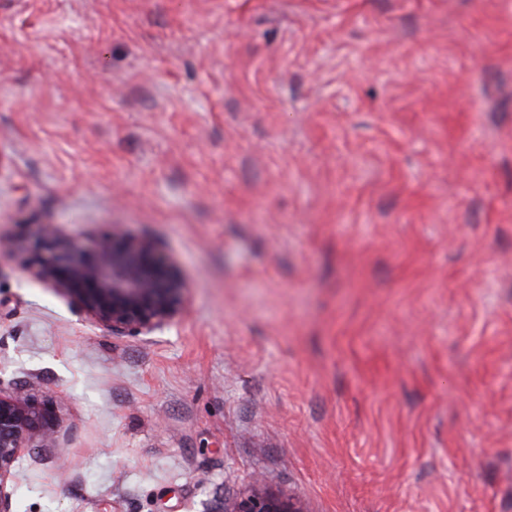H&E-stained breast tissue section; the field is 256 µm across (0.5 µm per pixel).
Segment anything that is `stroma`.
<instances>
[{"label":"stroma","mask_w":512,"mask_h":512,"mask_svg":"<svg viewBox=\"0 0 512 512\" xmlns=\"http://www.w3.org/2000/svg\"><path fill=\"white\" fill-rule=\"evenodd\" d=\"M120 224L186 309L0 254L16 512H512V0H0V238ZM22 250L26 272L112 335H148L184 310L188 285L177 265L157 242L134 237L120 224L90 243L46 224ZM49 410L41 407L24 386L3 394L0 390V512H15L14 489L17 463L36 435L45 442L55 439ZM224 512H304L297 500L266 487L262 478L232 501H224Z\"/></svg>","instance_id":"1"}]
</instances>
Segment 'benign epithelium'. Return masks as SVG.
I'll list each match as a JSON object with an SVG mask.
<instances>
[{
    "mask_svg": "<svg viewBox=\"0 0 512 512\" xmlns=\"http://www.w3.org/2000/svg\"><path fill=\"white\" fill-rule=\"evenodd\" d=\"M26 272L67 296L88 320L114 336L148 335L184 310L188 285L177 265L152 239L130 235L120 224L84 243L55 224L22 246ZM55 439L49 410L24 386L0 392V512H15L17 463L32 436ZM224 512H304L297 500L257 477Z\"/></svg>",
    "mask_w": 512,
    "mask_h": 512,
    "instance_id": "benign-epithelium-1",
    "label": "benign epithelium"
}]
</instances>
